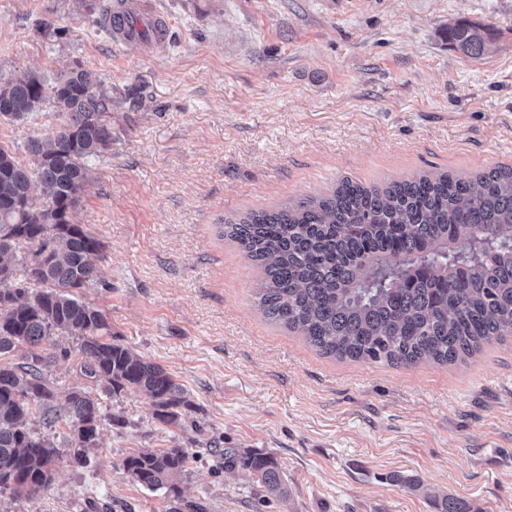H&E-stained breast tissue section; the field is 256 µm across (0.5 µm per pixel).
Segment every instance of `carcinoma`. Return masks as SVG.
I'll use <instances>...</instances> for the list:
<instances>
[{"label": "carcinoma", "mask_w": 512, "mask_h": 512, "mask_svg": "<svg viewBox=\"0 0 512 512\" xmlns=\"http://www.w3.org/2000/svg\"><path fill=\"white\" fill-rule=\"evenodd\" d=\"M130 32L132 16L109 17ZM465 54L487 43L462 24L448 32ZM50 103L60 118L55 135L32 139L35 169L0 146V493L42 490L46 467L60 449L31 427L38 416L75 433L71 461L88 463L102 420L100 397L73 389L61 405L40 372L42 344L79 338L82 369L114 395L146 392L155 416L178 425L190 407L161 367L106 339L109 325L81 290L97 282L101 243L73 221L89 179L88 161L112 145V95L77 66L48 84L37 72L0 83V119L26 120ZM219 236L240 247L262 272L259 307L270 320L303 335L320 354L390 366L463 362L485 343L512 335V166L473 178L448 172L364 186L348 177L327 195L274 210L226 218ZM48 255L43 276L29 267ZM25 350L26 362L9 361ZM224 469L241 470L270 499L286 497L285 477L269 455L220 451ZM182 448L139 451L123 460L130 479L155 493L176 487ZM438 512H471L444 496Z\"/></svg>", "instance_id": "1"}]
</instances>
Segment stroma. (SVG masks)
Listing matches in <instances>:
<instances>
[{"instance_id": "35a3bbf8", "label": "stroma", "mask_w": 512, "mask_h": 512, "mask_svg": "<svg viewBox=\"0 0 512 512\" xmlns=\"http://www.w3.org/2000/svg\"><path fill=\"white\" fill-rule=\"evenodd\" d=\"M107 0H0V82H54L75 66L112 95V146L89 162L75 221L102 244L86 301L112 338L162 367L192 407L181 425L126 389L102 401L87 465L61 457L33 499L0 512H257L250 478L212 447L270 454L288 500L266 512H512V336L465 363L366 364L319 354L259 308L262 272L218 223L423 172L512 166V0H123L141 36L96 19ZM164 24L167 34L144 36ZM484 28L467 56L450 27ZM51 105L0 122V146L31 165L53 137ZM45 344V379L64 399L94 388ZM194 453L179 499L136 485L142 449ZM417 475L422 490L391 482Z\"/></svg>"}]
</instances>
